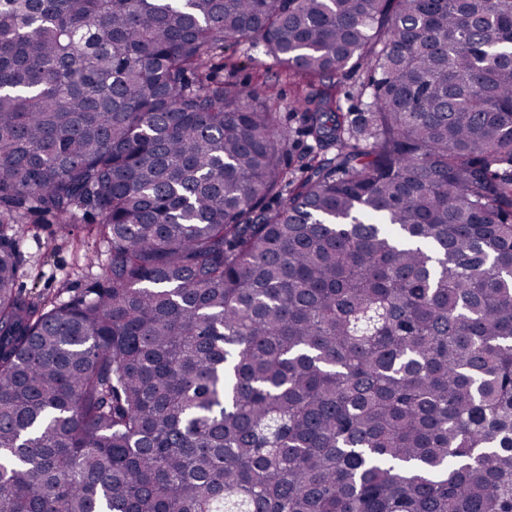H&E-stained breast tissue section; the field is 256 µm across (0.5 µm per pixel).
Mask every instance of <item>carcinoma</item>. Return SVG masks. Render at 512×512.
Segmentation results:
<instances>
[{"label":"carcinoma","instance_id":"carcinoma-1","mask_svg":"<svg viewBox=\"0 0 512 512\" xmlns=\"http://www.w3.org/2000/svg\"><path fill=\"white\" fill-rule=\"evenodd\" d=\"M0 512H512V0H0ZM224 56L212 63L216 79L224 85L245 87L262 98H272L275 112H280L283 124L288 127V116L294 113L291 125L296 127L297 113L292 101L298 92L295 82L282 74L275 61L267 56L257 38L224 42ZM365 66L362 64L350 63L348 69L331 77L330 79L325 78L319 81H311V86L308 91L316 92L320 91L325 87H336V83H339L343 88V91L349 92L352 96L350 100H343L344 108L351 105L357 104V95L360 90L361 83L365 76ZM72 225L67 238L54 235L55 224L37 222L34 218L13 225L20 238V281L24 288L53 292L63 283L75 288L98 276L99 243L85 236L84 224Z\"/></svg>","mask_w":512,"mask_h":512}]
</instances>
